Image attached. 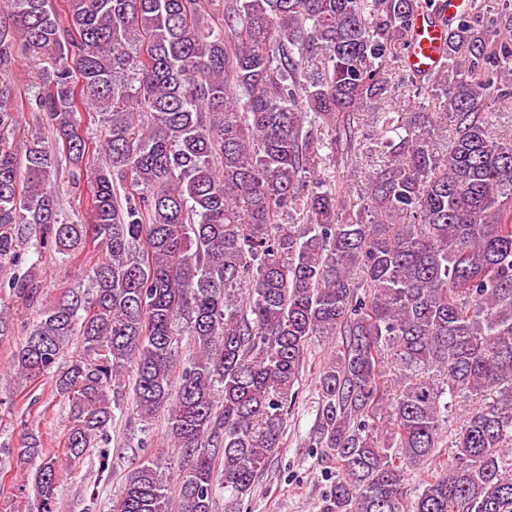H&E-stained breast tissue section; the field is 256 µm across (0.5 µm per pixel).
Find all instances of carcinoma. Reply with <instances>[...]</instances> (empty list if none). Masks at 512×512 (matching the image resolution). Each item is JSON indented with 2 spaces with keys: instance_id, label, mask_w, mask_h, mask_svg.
I'll return each mask as SVG.
<instances>
[{
  "instance_id": "1",
  "label": "carcinoma",
  "mask_w": 512,
  "mask_h": 512,
  "mask_svg": "<svg viewBox=\"0 0 512 512\" xmlns=\"http://www.w3.org/2000/svg\"><path fill=\"white\" fill-rule=\"evenodd\" d=\"M4 3L0 271L32 301L21 250L100 254L27 329L13 375H52L78 461L109 440L132 370L138 412H167L185 460L138 461L112 512H217L218 486L239 505L281 447L313 336L342 338L318 378L314 440L336 460L322 512H512V135L493 132L512 104V0L486 25L477 0L451 20L438 0ZM419 10L450 23L434 70L403 65ZM42 50L50 66L18 95L5 77ZM25 108L64 158L39 128L18 145ZM82 112L103 137L94 163ZM365 128L376 171L317 178L327 159L357 168ZM65 165L90 184L84 223L60 211ZM0 452L40 460L55 512L63 468L41 432Z\"/></svg>"
}]
</instances>
